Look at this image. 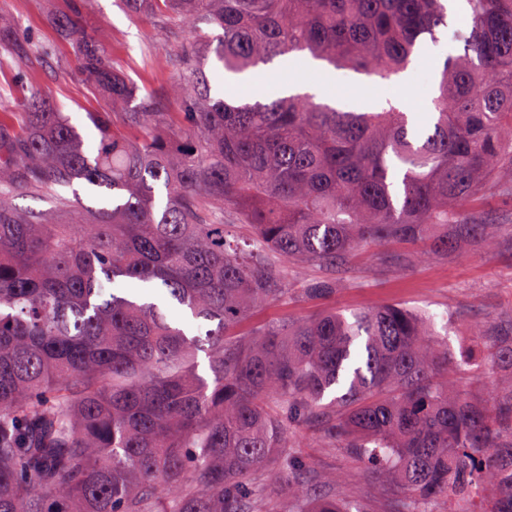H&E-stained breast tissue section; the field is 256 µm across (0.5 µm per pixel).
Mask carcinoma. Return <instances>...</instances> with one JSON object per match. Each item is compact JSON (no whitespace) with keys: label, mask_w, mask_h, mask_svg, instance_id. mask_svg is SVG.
I'll list each match as a JSON object with an SVG mask.
<instances>
[{"label":"carcinoma","mask_w":512,"mask_h":512,"mask_svg":"<svg viewBox=\"0 0 512 512\" xmlns=\"http://www.w3.org/2000/svg\"><path fill=\"white\" fill-rule=\"evenodd\" d=\"M70 2L57 27L103 95L96 151L48 91L0 92V512H365L302 455L306 428L401 492L397 512H512V315L458 360L398 304L240 331L290 295L328 302L359 253L492 243L471 203L512 198V0H466L424 124L390 100L215 97L205 63L308 56L388 79L448 25L447 0H124L189 32L161 97ZM481 366L505 374L484 395L462 382Z\"/></svg>","instance_id":"cac0c4a2"}]
</instances>
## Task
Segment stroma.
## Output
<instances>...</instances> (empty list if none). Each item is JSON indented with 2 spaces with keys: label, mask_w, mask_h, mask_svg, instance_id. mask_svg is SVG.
<instances>
[{
  "label": "stroma",
  "mask_w": 512,
  "mask_h": 512,
  "mask_svg": "<svg viewBox=\"0 0 512 512\" xmlns=\"http://www.w3.org/2000/svg\"><path fill=\"white\" fill-rule=\"evenodd\" d=\"M69 0H0L18 32L43 44L51 58H30L0 65V91L23 96L28 84L48 90L95 148L99 137L86 115L96 99L80 83L71 67L73 45L56 30L53 19L66 12ZM84 20L106 33L105 49L114 65L140 88L162 92L179 78L169 56L186 32L169 33L147 18L130 16L119 0H89ZM463 16L440 28L428 54L418 56L409 68L390 79L340 71L329 66H292L279 59L271 70L254 74L250 84L237 87L240 97H273L283 81L316 83L322 98L336 99L339 107L365 111L387 99L400 100L406 111L420 114L434 94L436 68L447 55L462 53L457 38L464 29ZM482 218L498 226L494 246L477 242L464 253L446 256L429 253L407 256L391 246L376 255L366 254L336 275L337 291L331 304L339 310H366L386 302H400L437 314L436 331L452 349L467 345L476 327L512 313V200L495 193L475 204ZM301 451L322 471L336 473V495L347 502L390 512L393 497L384 483L344 449L324 447L318 434L308 430L298 437Z\"/></svg>",
  "instance_id": "obj_1"
}]
</instances>
